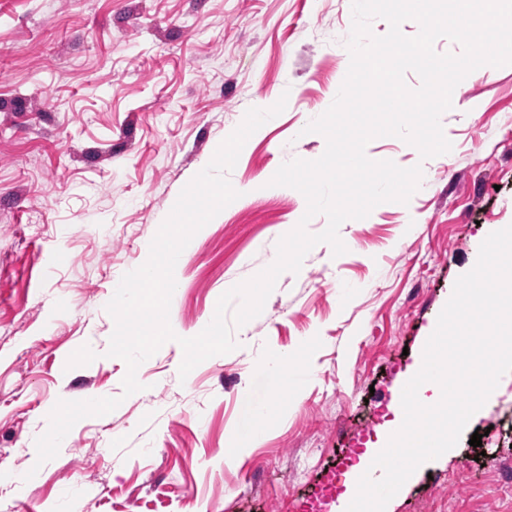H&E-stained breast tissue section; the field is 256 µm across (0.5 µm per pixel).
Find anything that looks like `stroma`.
I'll return each instance as SVG.
<instances>
[{"mask_svg": "<svg viewBox=\"0 0 512 512\" xmlns=\"http://www.w3.org/2000/svg\"><path fill=\"white\" fill-rule=\"evenodd\" d=\"M351 23V0H0V512H291L331 469L346 492L486 231L512 225V65L463 84L441 117L449 153L368 144L421 165L419 189L342 225L345 254L321 243L280 275L238 349L183 379L177 339L304 215L299 191L263 180L325 149L304 128L346 76ZM283 95L230 174L239 198L181 255L176 340L123 397L106 304L246 110ZM283 353L287 372L262 368ZM117 396L37 465L58 400ZM389 512H512V379Z\"/></svg>", "mask_w": 512, "mask_h": 512, "instance_id": "obj_1", "label": "stroma"}]
</instances>
